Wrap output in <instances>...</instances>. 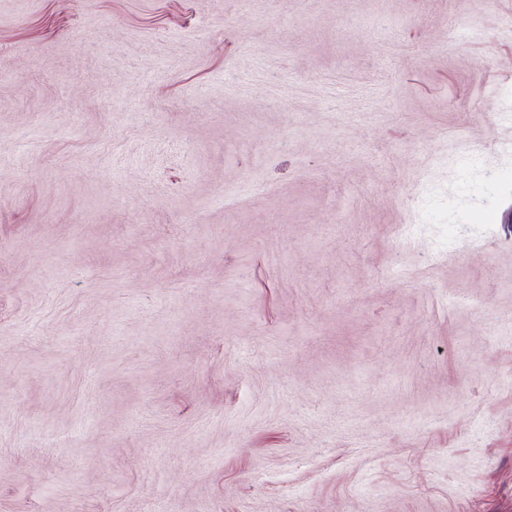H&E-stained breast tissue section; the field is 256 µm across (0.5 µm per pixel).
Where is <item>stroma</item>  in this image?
Wrapping results in <instances>:
<instances>
[{"label": "stroma", "instance_id": "stroma-1", "mask_svg": "<svg viewBox=\"0 0 512 512\" xmlns=\"http://www.w3.org/2000/svg\"><path fill=\"white\" fill-rule=\"evenodd\" d=\"M510 107L512 0H0V512H512Z\"/></svg>", "mask_w": 512, "mask_h": 512}]
</instances>
